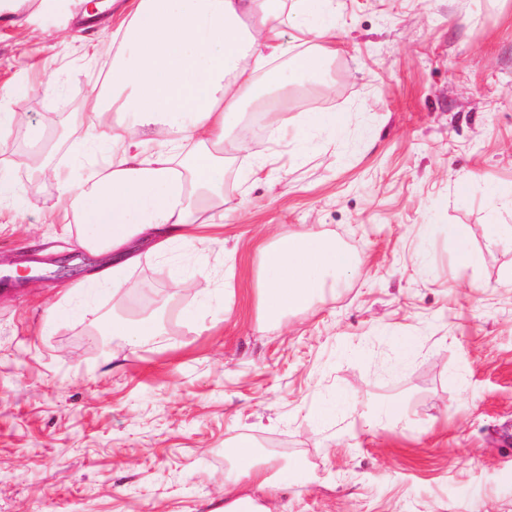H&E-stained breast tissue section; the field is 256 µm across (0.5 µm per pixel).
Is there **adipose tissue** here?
<instances>
[{
	"label": "adipose tissue",
	"mask_w": 512,
	"mask_h": 512,
	"mask_svg": "<svg viewBox=\"0 0 512 512\" xmlns=\"http://www.w3.org/2000/svg\"><path fill=\"white\" fill-rule=\"evenodd\" d=\"M125 0L112 36L105 92H91L80 120L87 137L72 163L51 175L64 204L54 224H76L77 244L105 256L95 280L107 293L123 287L142 255L174 245L206 251L208 230L224 222V161L245 147L246 105L265 101L272 135L301 146L321 132L342 137L347 112H308L294 125L275 121L288 92L316 72L323 52L309 44L336 34L335 0ZM293 37H286V28ZM302 46L291 54V45ZM294 55L295 66L280 60ZM117 117L105 123L104 108ZM259 304L274 319L310 303L329 275L355 268L359 256L318 233L282 235L263 249ZM162 316H106L104 335L137 342L158 335ZM236 475L259 490L280 471L232 444Z\"/></svg>",
	"instance_id": "ef3b65f1"
}]
</instances>
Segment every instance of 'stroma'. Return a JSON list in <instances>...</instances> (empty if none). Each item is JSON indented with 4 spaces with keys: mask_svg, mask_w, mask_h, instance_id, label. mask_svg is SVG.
<instances>
[{
    "mask_svg": "<svg viewBox=\"0 0 512 512\" xmlns=\"http://www.w3.org/2000/svg\"><path fill=\"white\" fill-rule=\"evenodd\" d=\"M101 2L92 17L89 0L0 14V101L26 118L0 140L23 200L0 213V270L43 250L70 265L0 285V512H222L250 487L225 479L228 440L279 465L256 496L269 512H512V237L488 231L512 225V0H336L321 85L279 118L350 112L347 137L298 150L259 127L224 164L206 257H142L118 296L86 289L79 317L49 322L60 284L99 259L75 226L46 223L60 192L29 166L68 163L84 138L70 109L111 60ZM305 231L361 263L264 320L260 247ZM177 266L197 268L192 290L174 288ZM147 302L168 305L167 335H100V317ZM389 403L407 409L395 429L372 420Z\"/></svg>",
    "mask_w": 512,
    "mask_h": 512,
    "instance_id": "1",
    "label": "stroma"
}]
</instances>
